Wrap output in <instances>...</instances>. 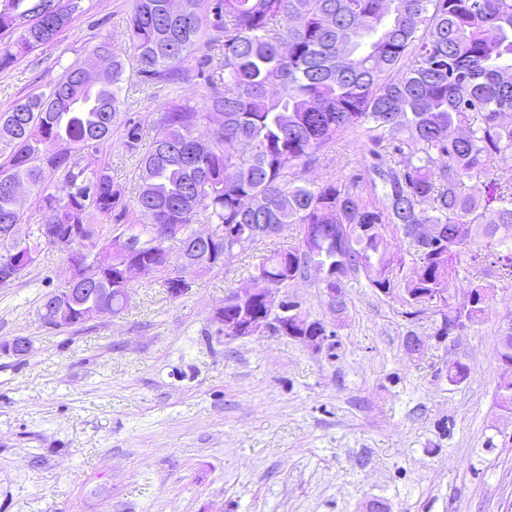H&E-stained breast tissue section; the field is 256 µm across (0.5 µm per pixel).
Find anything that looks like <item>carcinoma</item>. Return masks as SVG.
<instances>
[{
  "label": "carcinoma",
  "mask_w": 512,
  "mask_h": 512,
  "mask_svg": "<svg viewBox=\"0 0 512 512\" xmlns=\"http://www.w3.org/2000/svg\"><path fill=\"white\" fill-rule=\"evenodd\" d=\"M170 0H131L128 37L139 73L177 84L195 53L220 58L224 78L209 79L199 109L180 95L158 113L149 143L140 123L120 120L124 58L107 40L92 60L108 62V77L89 82L90 65L76 61L50 87L0 113V232L22 223L12 188H40L31 241L11 254L33 265L42 245L69 224L83 225L80 246L92 251L97 216L133 209L150 218L130 222L120 236L142 262L189 277L203 266L232 265L288 224L298 245L262 255L251 274L267 288H283L321 270L336 292L331 308L345 313L344 279L362 274L369 286L424 315L434 294L460 273L470 277L473 305L459 312L481 322L495 280L512 282V186L493 176L489 162L512 160V0H188L189 19L172 14ZM84 11L82 0H0V67L54 43ZM212 124L209 149L194 152L203 121ZM123 125V146L140 157L143 188L133 207L106 167L87 170L78 154L112 139ZM362 130L370 161L358 173L322 184L305 173L324 152ZM63 177L66 197L48 191ZM484 177L481 191L465 179ZM204 216L224 240L223 262L207 264L208 247L194 241L192 224ZM179 238L171 257L157 225ZM398 274L387 271L390 251ZM120 272L90 267L85 287L112 289L118 313ZM495 280H490V277ZM253 305L237 292L224 298V319L246 335ZM288 317V335L321 336L324 323ZM495 399L512 418V321L501 328ZM469 375L466 363L448 364V382Z\"/></svg>",
  "instance_id": "1"
}]
</instances>
